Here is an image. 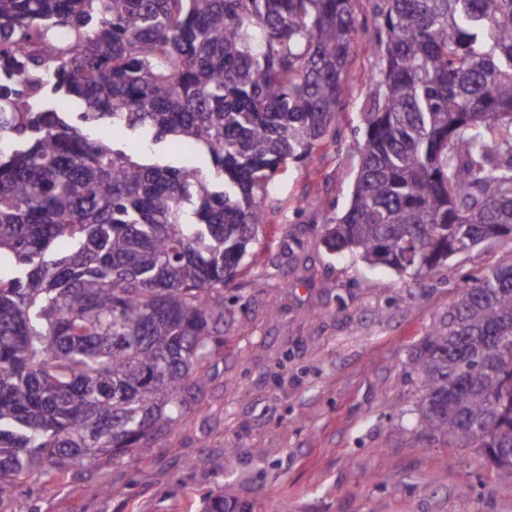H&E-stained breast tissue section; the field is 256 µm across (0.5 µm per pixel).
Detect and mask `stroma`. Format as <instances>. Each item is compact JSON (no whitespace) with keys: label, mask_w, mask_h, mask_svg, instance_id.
Returning a JSON list of instances; mask_svg holds the SVG:
<instances>
[{"label":"stroma","mask_w":512,"mask_h":512,"mask_svg":"<svg viewBox=\"0 0 512 512\" xmlns=\"http://www.w3.org/2000/svg\"><path fill=\"white\" fill-rule=\"evenodd\" d=\"M373 6L357 0V71L377 65ZM366 108L348 83L335 142L262 193L266 222L224 289V346L176 430L136 465L31 478L16 512H195L197 495L222 489L251 512H512V471L421 430L408 363L463 280L504 248L481 245L414 279L321 242L349 206Z\"/></svg>","instance_id":"1"}]
</instances>
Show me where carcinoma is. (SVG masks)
Segmentation results:
<instances>
[{"mask_svg":"<svg viewBox=\"0 0 512 512\" xmlns=\"http://www.w3.org/2000/svg\"><path fill=\"white\" fill-rule=\"evenodd\" d=\"M355 5L0 0V62L25 86H0V505L35 474L134 463L180 424L259 193L333 138ZM375 11L358 176L322 243L415 279L486 243L512 255V0ZM91 123L171 136L212 170L148 163ZM410 366L422 430L512 470V263L460 286ZM200 512L242 510L221 492Z\"/></svg>","mask_w":512,"mask_h":512,"instance_id":"carcinoma-1","label":"carcinoma"}]
</instances>
